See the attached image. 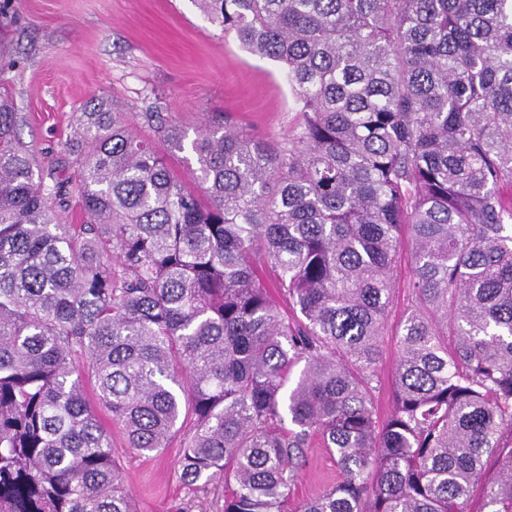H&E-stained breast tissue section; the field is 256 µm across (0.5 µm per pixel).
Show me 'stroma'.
<instances>
[{"label": "stroma", "instance_id": "1", "mask_svg": "<svg viewBox=\"0 0 512 512\" xmlns=\"http://www.w3.org/2000/svg\"><path fill=\"white\" fill-rule=\"evenodd\" d=\"M0 92L12 96L19 135L42 162L66 161L70 125L98 97L141 109L159 103L167 120L191 135L208 112L231 113L238 125L266 139L283 137L298 120L279 65L248 53L191 0H0ZM411 274L410 256L401 253L384 338V409L391 402L394 332L409 305ZM110 432L137 512H220L222 485L190 486L180 478L183 434H175L162 454L147 457L127 448L118 427ZM305 459L294 488L298 501L340 476L326 449L307 448Z\"/></svg>", "mask_w": 512, "mask_h": 512}]
</instances>
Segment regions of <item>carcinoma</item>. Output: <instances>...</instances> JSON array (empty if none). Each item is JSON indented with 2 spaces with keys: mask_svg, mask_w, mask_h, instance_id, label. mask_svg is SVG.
<instances>
[{
  "mask_svg": "<svg viewBox=\"0 0 512 512\" xmlns=\"http://www.w3.org/2000/svg\"><path fill=\"white\" fill-rule=\"evenodd\" d=\"M191 2L299 105L275 141L145 108L192 186L108 98L62 181L0 93V512H135L102 410L144 455L189 426L222 512H512V0ZM316 441L340 480L297 503ZM412 274L411 261L409 253L404 249L400 255L396 271L394 273L398 288H396L393 310L390 322L387 327L386 336H384L385 353L382 362V374L384 377L383 389L379 394V405L382 411L388 409L391 402L392 391V364L394 360V332L398 324L403 319L409 305L408 283Z\"/></svg>",
  "mask_w": 512,
  "mask_h": 512,
  "instance_id": "obj_1",
  "label": "carcinoma"
}]
</instances>
